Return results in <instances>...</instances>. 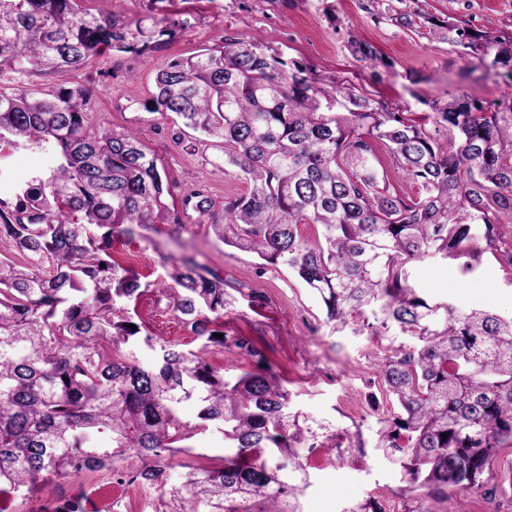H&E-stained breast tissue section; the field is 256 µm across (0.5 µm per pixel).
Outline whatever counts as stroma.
Instances as JSON below:
<instances>
[{"label":"stroma","mask_w":512,"mask_h":512,"mask_svg":"<svg viewBox=\"0 0 512 512\" xmlns=\"http://www.w3.org/2000/svg\"><path fill=\"white\" fill-rule=\"evenodd\" d=\"M84 5L95 13L115 15L122 23L170 25L175 35L159 37L141 55L108 52L75 72L50 77L6 72L0 74V86H35L50 92L61 86L91 88L93 127L141 133L174 184L172 204L178 211L184 199L198 191L220 206L225 197L248 189L239 170L225 165L222 151L202 142L175 115L156 112L149 104L159 70L201 47L219 45L226 35L258 39L286 61L321 77L351 82L368 98L414 116L428 112L437 98L463 97L486 107L512 98V62L490 67L480 54L434 32L435 24L443 21L510 42L512 0H85ZM400 10L416 14L413 29L393 22ZM353 37L375 46L386 65L371 69L356 61L349 49ZM56 164L51 146L0 143V199L13 201L19 187L49 174ZM178 234L175 240L162 233L150 242L115 245L120 261L150 285L138 307L141 319L157 335L183 339L174 312L160 298L161 288L169 283L162 257L197 253L225 280L266 296L263 307L250 308L241 298L225 311V334L260 337L297 408L313 419L357 426L362 440L372 443L379 418L394 412L373 383L370 354L375 342L355 334L352 321L335 330L319 299L287 267L259 271L257 258L224 246L196 213H184ZM413 270L415 288L429 301L512 315V270L491 255H484L481 266L466 276L450 262L417 261ZM186 445L187 452L178 454L168 471L170 483L182 481L184 463L197 455H224V437L213 427ZM310 465V483L299 498L301 512H341L367 499L378 500L384 512H405L403 470L392 459L370 452L355 462L331 464L316 454ZM510 478L512 451L505 449L484 479L486 487L497 488L496 499L466 495L467 512H512V490L506 484Z\"/></svg>","instance_id":"1"}]
</instances>
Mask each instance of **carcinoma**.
<instances>
[{
    "label": "carcinoma",
    "mask_w": 512,
    "mask_h": 512,
    "mask_svg": "<svg viewBox=\"0 0 512 512\" xmlns=\"http://www.w3.org/2000/svg\"><path fill=\"white\" fill-rule=\"evenodd\" d=\"M83 2L0 0V73L63 74L107 50L149 49L153 33L141 22L120 25ZM456 36L512 60L496 40ZM349 46L372 68L382 62L368 42ZM90 98L86 88L0 89V141L49 144L58 156L53 172L0 200V240L28 258L0 260V485L16 512L58 478L97 474L153 487L171 512H298L309 480L300 450L363 456L360 434L295 410L262 341L223 333L233 293L256 306L266 297L194 256L163 261L173 285L162 296L201 348L136 321L149 284L115 257V243L181 220L157 155L136 132L95 130ZM340 98L343 114L333 111ZM149 104L224 149V162L245 175L249 191L224 198V222L209 225L218 241L256 255L264 270L288 266L327 321L344 325L370 310L374 320L355 332L413 339L390 342L374 363L400 412L380 419L373 450L400 464L403 492L446 498L481 488L484 471L512 448V317L428 302L411 263L454 261L466 275L489 252L512 266V100L492 112L436 100L413 119L226 35L161 70ZM184 206L211 216L215 201L197 192ZM305 224L315 237L301 233ZM141 342L153 352L149 365L137 358ZM215 347L239 351L252 369L224 379L207 357ZM192 397L194 426L176 414ZM211 424L224 435L221 463H185L181 484L163 487V461ZM103 433L108 448L96 442ZM132 453L141 467L131 474Z\"/></svg>",
    "instance_id": "cac0c4a2"
}]
</instances>
